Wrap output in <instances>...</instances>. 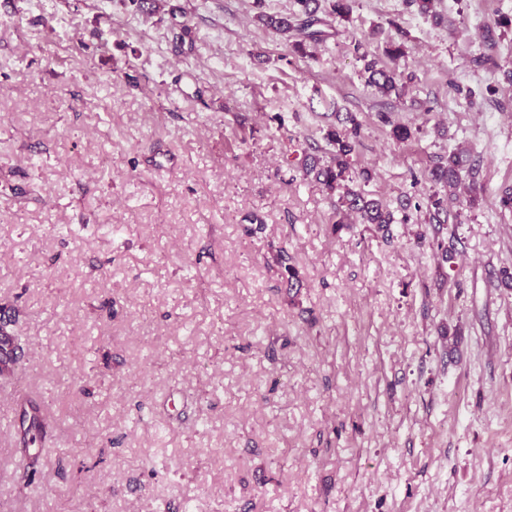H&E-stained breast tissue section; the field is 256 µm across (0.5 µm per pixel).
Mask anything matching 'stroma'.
<instances>
[{
  "label": "stroma",
  "mask_w": 512,
  "mask_h": 512,
  "mask_svg": "<svg viewBox=\"0 0 512 512\" xmlns=\"http://www.w3.org/2000/svg\"><path fill=\"white\" fill-rule=\"evenodd\" d=\"M296 9L0 0V421L51 425L28 488L0 428V512H512V0H353L304 55L256 20ZM346 113L387 231L305 173ZM365 72L368 73V84L381 93L388 95L394 93L398 97L402 95L403 88L399 86L397 74L394 70L377 67L376 62H370L365 66ZM461 159L458 154L452 152L448 155L447 164H439L431 171L432 180L448 186H454L458 182Z\"/></svg>",
  "instance_id": "stroma-1"
}]
</instances>
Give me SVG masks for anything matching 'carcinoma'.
Here are the masks:
<instances>
[{
    "label": "carcinoma",
    "mask_w": 512,
    "mask_h": 512,
    "mask_svg": "<svg viewBox=\"0 0 512 512\" xmlns=\"http://www.w3.org/2000/svg\"><path fill=\"white\" fill-rule=\"evenodd\" d=\"M299 10L289 15H257V21L270 28L290 44L293 51L301 55L306 54L307 48L325 41L329 36V21L320 16V0H296ZM368 73L367 82L384 94L401 96L403 88L399 86L397 74L393 70L377 66L370 62L365 66ZM352 127L347 129L331 130L327 134L330 145L333 146L328 164L317 167L313 164L307 167V172L314 173L315 179L327 188L344 189L342 200L347 210L362 214L363 219L369 224L380 227L394 222L393 215L384 209L378 202L367 200L365 197L344 186L346 173L350 169V155L354 150V140L358 136L359 125L354 119H349ZM461 159L458 154H448L447 164H439L431 171L432 180L448 186H454L458 182ZM21 429L23 437L22 447L16 449L27 461L28 471L24 472L21 479L28 480L31 477L29 470H34L42 464L44 449L40 448L45 438V422L28 421L27 414H22Z\"/></svg>",
    "instance_id": "1"
}]
</instances>
